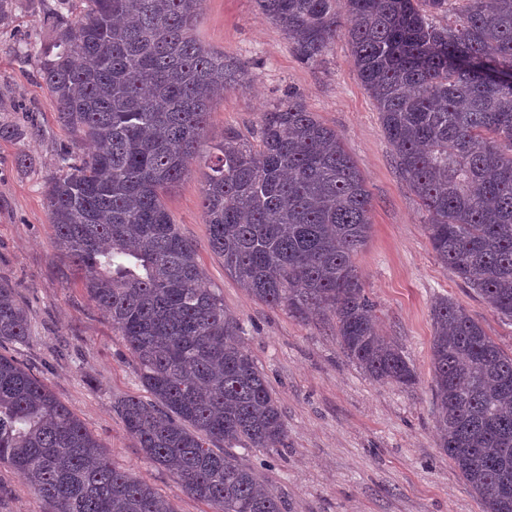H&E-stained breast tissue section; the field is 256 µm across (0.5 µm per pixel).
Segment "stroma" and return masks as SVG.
I'll return each mask as SVG.
<instances>
[{"instance_id":"stroma-1","label":"stroma","mask_w":512,"mask_h":512,"mask_svg":"<svg viewBox=\"0 0 512 512\" xmlns=\"http://www.w3.org/2000/svg\"><path fill=\"white\" fill-rule=\"evenodd\" d=\"M57 7L58 0H12L0 20V125L22 132L0 139V283L14 288L31 328L27 342L0 345V352L70 408L115 467L151 484L176 512H210L147 461L127 433L116 402L151 396L124 339L53 247L45 190L59 174L61 149L79 141L59 123L37 63L58 38L56 22L47 18ZM196 37L243 63L250 77L211 102L207 145L230 128L250 134L290 90L340 135L372 203L371 235L354 258L357 274L380 334L397 342L418 374L409 389L372 380L340 349L333 318L303 320L240 288L210 247L200 206L205 169L194 166L166 196V207L271 381L287 430L283 446L237 448L234 457L282 498L285 512H482L439 446L431 312L444 298L460 304L509 353L512 319L494 312L435 256L426 214L397 168L349 45L336 39L319 63L303 64L255 0H203ZM0 512H53V506L0 466Z\"/></svg>"}]
</instances>
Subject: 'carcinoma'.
I'll use <instances>...</instances> for the list:
<instances>
[{"label":"carcinoma","instance_id":"cac0c4a2","mask_svg":"<svg viewBox=\"0 0 512 512\" xmlns=\"http://www.w3.org/2000/svg\"><path fill=\"white\" fill-rule=\"evenodd\" d=\"M458 3L455 25L437 22ZM203 0H82L40 60L65 127L93 145L59 154L46 191L54 246L137 360L155 404L117 403L146 458L211 512H283L230 449L277 448L276 392L206 282L164 198L192 164L208 169L201 209L224 271L254 298L303 319L330 312L340 349L372 379L412 387L401 348L375 329L353 257L371 198L336 130L290 92L203 150L211 101L249 81L202 45ZM298 58L337 37L376 104L395 161L426 212L442 264L512 319V0H256ZM439 448L482 512H512V354L463 307L431 312ZM28 318L0 284V342ZM222 443L217 452L212 446ZM0 465L54 512H175L116 469L74 413L0 354Z\"/></svg>","mask_w":512,"mask_h":512}]
</instances>
